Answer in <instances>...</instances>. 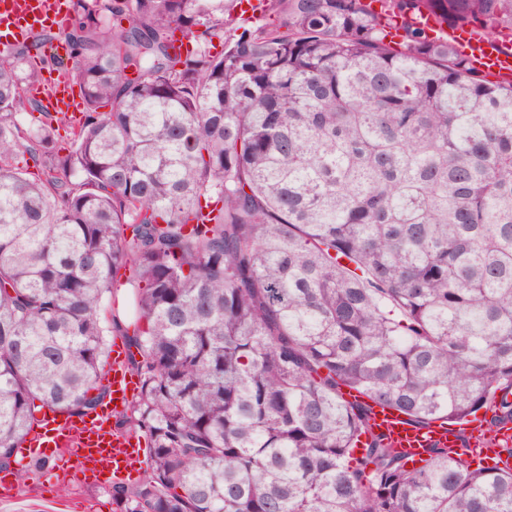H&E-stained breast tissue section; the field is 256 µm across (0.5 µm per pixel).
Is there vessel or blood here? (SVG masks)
Returning a JSON list of instances; mask_svg holds the SVG:
<instances>
[{
    "label": "vessel or blood",
    "instance_id": "b4317fda",
    "mask_svg": "<svg viewBox=\"0 0 512 512\" xmlns=\"http://www.w3.org/2000/svg\"><path fill=\"white\" fill-rule=\"evenodd\" d=\"M66 14L65 0H0V48L35 39L39 42V56L66 57V44L50 36L52 30L63 26ZM455 36L475 66L498 80H512V51L504 49L499 42L477 38L465 29L457 30ZM32 95L48 111L65 112L77 120L82 117L73 85L56 74H48ZM107 381L111 406L77 420L63 414H48L45 424L20 444L19 456L50 457L59 450L77 472L97 478L120 474L139 462V448L112 426L113 403H128L139 389L138 380L127 370L124 351H117L113 357L107 369ZM370 416L376 432L383 434L413 463L424 459L427 448L432 446H458L459 434L479 433L483 425L482 419L475 417L458 430L440 423L422 427L378 405L371 406Z\"/></svg>",
    "mask_w": 512,
    "mask_h": 512
}]
</instances>
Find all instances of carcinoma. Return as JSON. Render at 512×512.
Instances as JSON below:
<instances>
[{"mask_svg":"<svg viewBox=\"0 0 512 512\" xmlns=\"http://www.w3.org/2000/svg\"><path fill=\"white\" fill-rule=\"evenodd\" d=\"M239 2L68 0L76 126L25 95L38 43L0 53V470L105 402L115 335L116 512H512L468 460L512 424V81L416 24L512 43V0ZM347 389L491 418L414 468Z\"/></svg>","mask_w":512,"mask_h":512,"instance_id":"carcinoma-1","label":"carcinoma"}]
</instances>
